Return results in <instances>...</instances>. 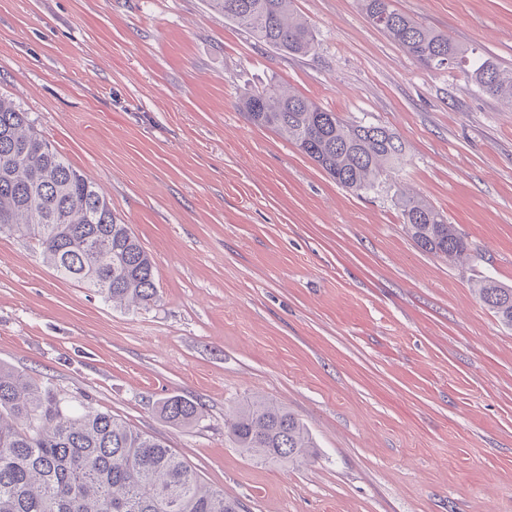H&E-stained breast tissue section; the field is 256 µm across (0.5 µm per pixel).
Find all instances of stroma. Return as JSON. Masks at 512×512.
<instances>
[{"instance_id": "1", "label": "stroma", "mask_w": 512, "mask_h": 512, "mask_svg": "<svg viewBox=\"0 0 512 512\" xmlns=\"http://www.w3.org/2000/svg\"><path fill=\"white\" fill-rule=\"evenodd\" d=\"M512 75V0H394ZM316 52L285 54L209 0H0V98L101 188L151 256L157 295L115 303L0 235V364L166 442L249 512H512V106L430 71L357 0H291ZM278 81L392 129L401 161L336 184L237 103ZM469 243L422 251L399 200ZM181 394L193 424L158 412ZM316 448L295 465L235 448L249 398ZM479 295L483 303L505 325L512 326V288L487 281L479 288ZM160 413L173 425H187L199 419L202 414V404L174 395L161 402Z\"/></svg>"}]
</instances>
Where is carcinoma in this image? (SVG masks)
<instances>
[{
  "label": "carcinoma",
  "mask_w": 512,
  "mask_h": 512,
  "mask_svg": "<svg viewBox=\"0 0 512 512\" xmlns=\"http://www.w3.org/2000/svg\"><path fill=\"white\" fill-rule=\"evenodd\" d=\"M215 12L291 55L315 51L312 29L288 0H210ZM366 17L420 65L459 69L483 93L512 106V78L476 49L395 8L360 0ZM258 127L288 137L353 192L375 188L403 155L390 129L349 122L271 81L239 101ZM403 224L425 252L452 260L468 249L442 211L402 201ZM31 239L61 278L112 300L147 305L157 294L151 260L95 182L39 133L28 113L0 99V234ZM483 303L512 326V288H479ZM173 425L199 419L202 404L174 395L160 404ZM235 447L263 460L298 462L312 454L305 425L286 408L248 399L224 420ZM0 512H245L222 489H207L192 467L161 440L91 403L74 407L50 388L0 366Z\"/></svg>",
  "instance_id": "carcinoma-1"
}]
</instances>
